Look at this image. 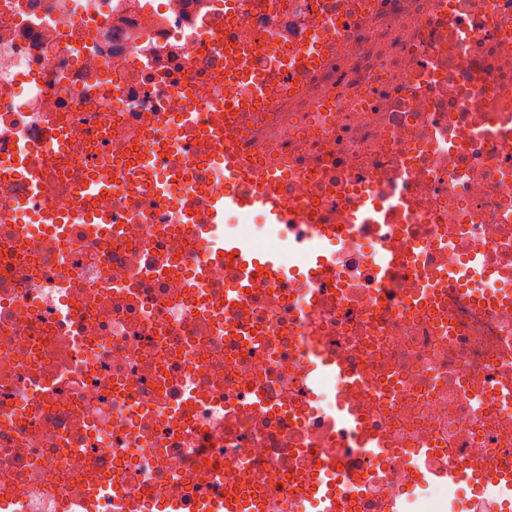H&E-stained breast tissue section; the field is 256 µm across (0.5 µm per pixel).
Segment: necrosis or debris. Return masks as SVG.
I'll list each match as a JSON object with an SVG mask.
<instances>
[{
	"label": "necrosis or debris",
	"instance_id": "necrosis-or-debris-1",
	"mask_svg": "<svg viewBox=\"0 0 512 512\" xmlns=\"http://www.w3.org/2000/svg\"><path fill=\"white\" fill-rule=\"evenodd\" d=\"M0 155L39 168L0 178V512H302L324 467L346 512H481L512 474V0H0ZM267 172L287 221L230 229L287 274L187 286L186 216Z\"/></svg>",
	"mask_w": 512,
	"mask_h": 512
}]
</instances>
